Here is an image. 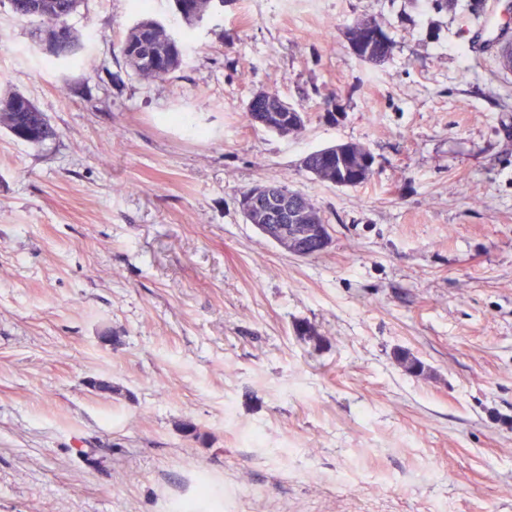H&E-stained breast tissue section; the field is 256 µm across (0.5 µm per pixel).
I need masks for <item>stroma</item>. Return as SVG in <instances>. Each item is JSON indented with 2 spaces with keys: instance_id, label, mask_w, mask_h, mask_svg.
I'll return each mask as SVG.
<instances>
[{
  "instance_id": "35a3bbf8",
  "label": "stroma",
  "mask_w": 512,
  "mask_h": 512,
  "mask_svg": "<svg viewBox=\"0 0 512 512\" xmlns=\"http://www.w3.org/2000/svg\"><path fill=\"white\" fill-rule=\"evenodd\" d=\"M493 2L484 42L470 0H224L195 27L151 0L189 49L142 76L118 53L133 0H83L65 60L0 0V96L57 131L0 128V512H512V0ZM363 16L382 65L344 39ZM260 90L304 126L250 125ZM344 142L367 183L301 168ZM260 182L312 199L330 247L294 257L248 223ZM354 38H360L363 31H371L379 29L385 34V43L372 42L366 43L363 47V52L369 54L368 57H363L374 64L382 63L392 51V40L383 30L381 24L373 17H360L357 18L350 26L347 27ZM10 114L0 124L13 137L24 142L40 145L55 136V130L44 112L24 94L11 92L0 97V114Z\"/></svg>"
}]
</instances>
